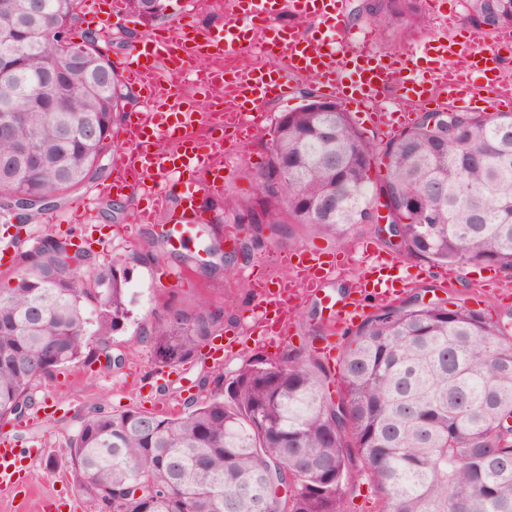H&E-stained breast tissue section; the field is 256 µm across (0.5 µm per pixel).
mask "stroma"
I'll return each mask as SVG.
<instances>
[{
	"label": "stroma",
	"instance_id": "stroma-1",
	"mask_svg": "<svg viewBox=\"0 0 512 512\" xmlns=\"http://www.w3.org/2000/svg\"><path fill=\"white\" fill-rule=\"evenodd\" d=\"M195 0H165L164 18L149 21L143 17L122 11L112 16L114 41L108 51L113 68H120L124 57L144 36L156 30L177 31L180 19L194 13L196 22L210 26L224 15L225 0H213L210 8L194 9ZM359 0H346L345 19L350 27L360 29L370 36L373 48L381 53L395 52L408 45L419 43L423 38L441 32L446 14H453L461 27H468L465 0H441L438 13H430L426 0H411L414 13L422 19L412 26L407 20H399L377 28L363 16H356L354 8ZM266 158L264 139L252 136L239 153L229 156L225 162L224 189L219 193L199 194L197 202L204 211L208 223L202 228L204 245L220 241L225 252L238 255L236 273L224 274V264L212 252L198 253L195 247L172 251L168 247H152L158 234L154 224L132 225L131 218L145 200L135 190H124L120 195L99 199L94 185H87L75 199L87 202L88 210L81 221H74L68 209L54 210L52 219H40L35 223L12 220L0 223V235L19 239L34 238L46 234L68 236L72 240L88 238L91 252L100 262L117 261L130 268L128 288L129 317L111 336L112 351L124 354L126 364L121 371L101 369L87 370L76 366L56 376L37 382L36 392L40 400H55L60 409L55 417L43 419L39 413L26 415L18 424L10 427L11 435L20 437L27 444L46 447V456L38 458L34 466V491L26 502H19L0 492V512H44L49 501L65 498L71 512H94L85 496L74 486L70 476V463L62 448L70 433L74 415L85 407L103 402L112 410L121 411L137 407L157 412L163 403H176L188 397H202L198 379L203 371L213 369L214 362L205 354H198L188 362V369L181 376L165 381L162 390L148 392L149 384L162 379L155 353L142 340L144 331L150 328L167 306L185 308L201 297L224 309L223 335L236 338L232 354L225 357V370L237 368L244 360L259 354L279 358L292 354L301 358L315 356V346L327 334H335L338 344H346L355 323L336 328L328 326L327 299L343 301L356 284L363 270L373 257L395 258L407 283L403 298L419 295L425 299L443 298L472 309H488L491 316L512 324V272L497 267L468 265L457 268L454 278H447L444 268L434 266L422 257H404L387 242L386 234L377 225L358 224L349 231L346 240L315 231L302 224H285L279 229L256 232L251 224L237 220V207L253 201L254 176ZM320 243L329 251L353 248L350 266L337 271L325 285L324 296H312L301 303L295 315L292 343L268 346L259 343L248 329L256 318V302L248 287L251 279L264 276L274 280L284 275L280 265V253ZM369 245L368 253L355 251L356 243ZM186 271L187 276L179 283H171L170 273Z\"/></svg>",
	"mask_w": 512,
	"mask_h": 512
}]
</instances>
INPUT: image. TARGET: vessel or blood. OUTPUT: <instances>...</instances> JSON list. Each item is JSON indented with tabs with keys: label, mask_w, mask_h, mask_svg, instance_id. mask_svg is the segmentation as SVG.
I'll return each instance as SVG.
<instances>
[{
	"label": "vessel or blood",
	"mask_w": 512,
	"mask_h": 512,
	"mask_svg": "<svg viewBox=\"0 0 512 512\" xmlns=\"http://www.w3.org/2000/svg\"><path fill=\"white\" fill-rule=\"evenodd\" d=\"M231 18L224 26H192L190 35L144 37L122 68L125 80L143 92L149 107L131 113L115 132L122 148L111 165L113 179L99 186V194L121 192L128 184L139 185L147 205L134 223L151 224L171 208H178L176 223L165 225L166 242L180 250L195 241L206 219L197 206V191L216 192L224 185V158L242 145V133H254L264 122L266 105L287 99L288 76L300 73L318 82L322 95L351 106L359 121L389 129L408 123L410 115L381 104L382 95L395 91L410 103H425L435 109L457 111L498 110L504 59L512 57V34L486 36L466 28L460 39H438L433 65L427 75L413 76L409 62L413 50L379 54L362 42L337 46L332 32L344 27V0H229ZM288 13L313 19L322 34H308L295 26L275 25V18ZM257 44L261 53L274 59L270 65H249L240 58L247 44ZM470 59L467 69H453V56ZM192 76L204 98L223 88L219 108L201 112L187 101L178 80ZM178 172L197 183L196 190L175 194L164 178ZM345 254L326 253L306 247L284 256L287 281L270 289L263 278L250 288L261 314L253 325L259 340L279 343L289 340L295 313L304 298L318 295L326 279L345 264ZM395 262H387L376 275H362L346 302L329 303L331 325L360 317L366 301L384 303L398 295L400 280ZM38 449L21 447L8 433H0V490L19 494L18 478L31 471Z\"/></svg>",
	"instance_id": "b4317fda"
}]
</instances>
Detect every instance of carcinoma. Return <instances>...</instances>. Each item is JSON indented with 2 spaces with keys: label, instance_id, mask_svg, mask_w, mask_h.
<instances>
[{
  "label": "carcinoma",
  "instance_id": "1",
  "mask_svg": "<svg viewBox=\"0 0 512 512\" xmlns=\"http://www.w3.org/2000/svg\"><path fill=\"white\" fill-rule=\"evenodd\" d=\"M45 23L0 36V217L19 198L27 221L98 179L129 93L98 52L65 53L80 0H41ZM407 0H364L384 24ZM477 26H512V0H466ZM23 18L30 0H0ZM146 18L162 0H126ZM11 16V17H13ZM11 17L0 9V30ZM91 121L94 137L68 130ZM238 218L257 232L305 224L338 239L380 206L408 256L512 271V116L457 112L446 127L415 124L379 146L334 102L309 95L278 116ZM385 172L374 170L378 156ZM65 237L19 241L0 285V426L40 408L35 383L112 356L127 319V270L98 263ZM224 325L208 300L170 306L145 331L159 366L196 356ZM341 394L315 360L258 354L218 367L210 394L177 414L96 404L63 451L98 512H340L357 469L382 512H512V336L480 310L444 303L381 305L340 360Z\"/></svg>",
  "mask_w": 512,
  "mask_h": 512
}]
</instances>
